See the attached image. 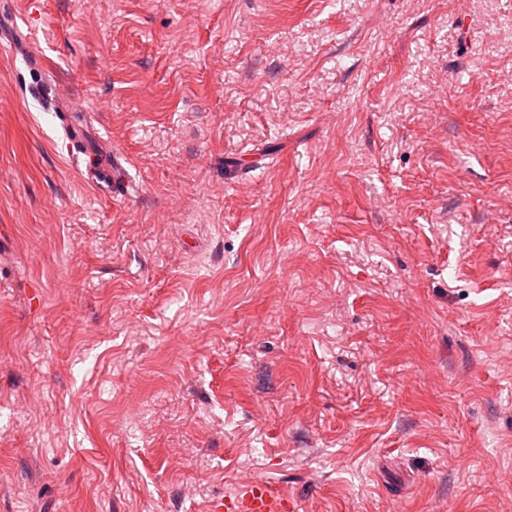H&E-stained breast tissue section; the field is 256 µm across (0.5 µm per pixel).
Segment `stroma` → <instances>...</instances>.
<instances>
[{"label": "stroma", "mask_w": 512, "mask_h": 512, "mask_svg": "<svg viewBox=\"0 0 512 512\" xmlns=\"http://www.w3.org/2000/svg\"><path fill=\"white\" fill-rule=\"evenodd\" d=\"M256 479L512 512V0H0V512ZM63 137L66 146L71 150L84 154L88 158L87 171L97 181L112 180L115 170L112 148L106 143L90 146L86 138V127L72 120L69 114L63 112L59 115Z\"/></svg>", "instance_id": "1"}]
</instances>
